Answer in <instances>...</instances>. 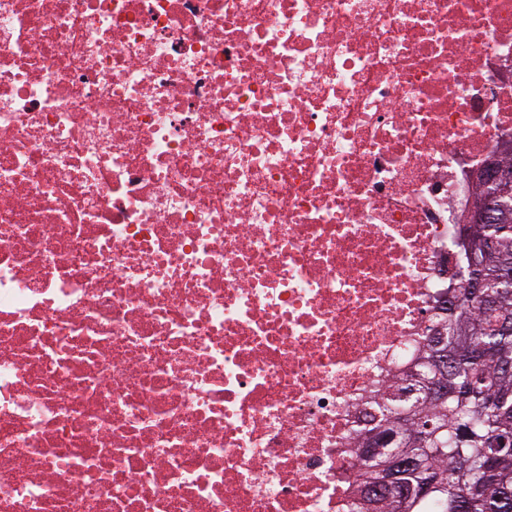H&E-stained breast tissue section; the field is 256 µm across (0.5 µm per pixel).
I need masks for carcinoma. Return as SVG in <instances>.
<instances>
[{
  "label": "carcinoma",
  "instance_id": "obj_1",
  "mask_svg": "<svg viewBox=\"0 0 512 512\" xmlns=\"http://www.w3.org/2000/svg\"><path fill=\"white\" fill-rule=\"evenodd\" d=\"M496 218L468 224L459 245L460 287L404 377L375 400L361 448L359 512H512V454L488 455L492 438L512 437V195L494 201ZM485 237L497 254L477 255ZM486 282L495 304L465 282Z\"/></svg>",
  "mask_w": 512,
  "mask_h": 512
}]
</instances>
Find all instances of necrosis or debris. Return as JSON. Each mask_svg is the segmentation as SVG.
I'll return each mask as SVG.
<instances>
[{"label":"necrosis or debris","instance_id":"4bbe7bcc","mask_svg":"<svg viewBox=\"0 0 512 512\" xmlns=\"http://www.w3.org/2000/svg\"><path fill=\"white\" fill-rule=\"evenodd\" d=\"M512 138V0H0V512H351Z\"/></svg>","mask_w":512,"mask_h":512}]
</instances>
